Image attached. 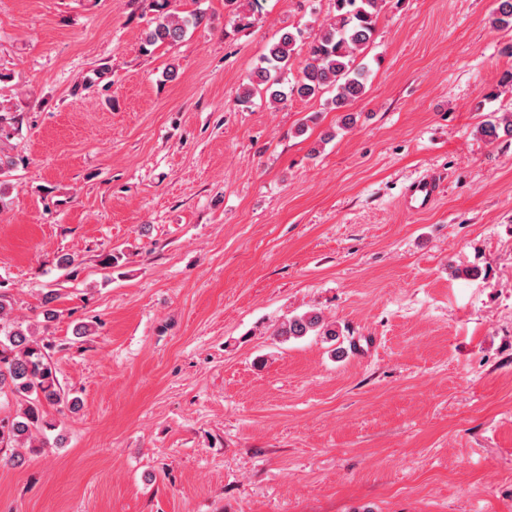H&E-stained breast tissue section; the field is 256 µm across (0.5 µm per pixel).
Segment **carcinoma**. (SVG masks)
Segmentation results:
<instances>
[{
    "label": "carcinoma",
    "mask_w": 512,
    "mask_h": 512,
    "mask_svg": "<svg viewBox=\"0 0 512 512\" xmlns=\"http://www.w3.org/2000/svg\"><path fill=\"white\" fill-rule=\"evenodd\" d=\"M159 13L156 24L145 32L144 46L176 45L189 30L206 21L199 11L185 16L169 12L170 0H151ZM335 14L320 26L318 36L306 48L304 66L293 83L285 73L293 66L301 33L287 30L268 44L259 64L248 75L240 102L248 103L256 93L269 94L272 102L285 104L292 97L310 98L319 93L333 94L331 104L341 110L366 91L370 67L364 52L374 41L383 0H334ZM495 28L512 27V0H498L491 15ZM512 135V113L505 112L481 127L488 141L499 138L498 130ZM13 305L0 293V397L12 396L19 409L0 418V451L12 449L9 461L23 460L25 443L56 427L47 419L44 405L60 406L66 395L57 379L47 346L31 336L23 324L10 318ZM309 334L336 340L335 326L315 312L294 316L283 322L277 335L286 339Z\"/></svg>",
    "instance_id": "obj_1"
}]
</instances>
